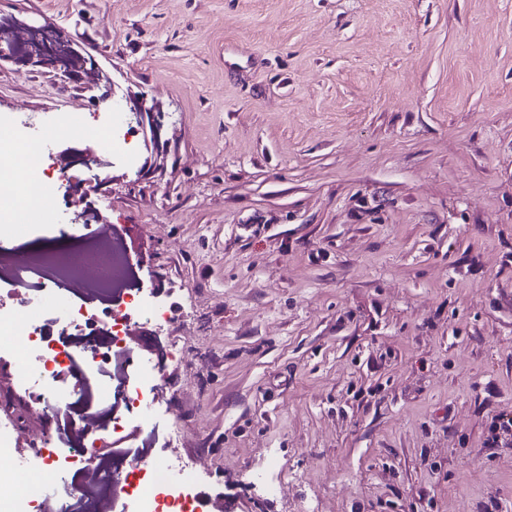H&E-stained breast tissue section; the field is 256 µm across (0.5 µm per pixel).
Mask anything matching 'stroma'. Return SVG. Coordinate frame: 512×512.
Listing matches in <instances>:
<instances>
[{
  "label": "stroma",
  "mask_w": 512,
  "mask_h": 512,
  "mask_svg": "<svg viewBox=\"0 0 512 512\" xmlns=\"http://www.w3.org/2000/svg\"><path fill=\"white\" fill-rule=\"evenodd\" d=\"M110 97L0 66V118L117 114L87 201L171 304L159 415L215 512H512V0H0ZM53 425L0 363V419ZM272 469L268 496L252 479Z\"/></svg>",
  "instance_id": "obj_1"
}]
</instances>
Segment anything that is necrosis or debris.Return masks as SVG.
<instances>
[{"instance_id":"necrosis-or-debris-1","label":"necrosis or debris","mask_w":512,"mask_h":512,"mask_svg":"<svg viewBox=\"0 0 512 512\" xmlns=\"http://www.w3.org/2000/svg\"><path fill=\"white\" fill-rule=\"evenodd\" d=\"M73 113H62L40 135L15 134L9 166H0V205L38 206L52 218L54 198L47 192V149L57 139H78ZM56 237L83 242L81 263L72 255L33 248L23 225L0 219V351L11 354L27 382L34 403L52 410L55 426L33 446V452L56 475H80L77 496L54 500V512H102L120 500L124 512H209L185 462L156 468H133L124 481L114 480L107 457L89 453L96 429L120 433L130 414L148 411L155 400L158 366L135 362L128 345L135 315L163 321L165 307L154 291L131 288L119 302L98 309L84 302L92 293L110 294L128 274L124 253L110 239L107 224H56ZM56 293L65 303V319L53 322L38 310L41 297ZM20 430L0 426V460H7L8 494H0V512H39L32 494L35 472L16 458Z\"/></svg>"}]
</instances>
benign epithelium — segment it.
I'll use <instances>...</instances> for the list:
<instances>
[{
	"mask_svg": "<svg viewBox=\"0 0 512 512\" xmlns=\"http://www.w3.org/2000/svg\"><path fill=\"white\" fill-rule=\"evenodd\" d=\"M87 50L71 35L60 33L48 20L40 23L29 19L25 12L6 14L0 19V63L18 68H42L61 76L68 84L85 89L100 87L102 69L88 66ZM62 171L74 165L87 169L103 166V160L90 149L72 148L62 158Z\"/></svg>",
	"mask_w": 512,
	"mask_h": 512,
	"instance_id": "7a95c632",
	"label": "benign epithelium"
}]
</instances>
